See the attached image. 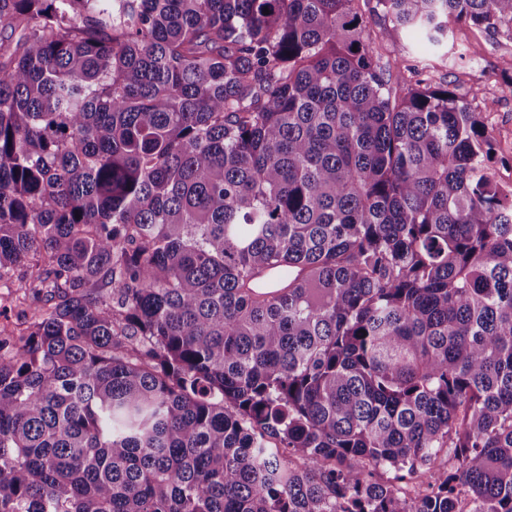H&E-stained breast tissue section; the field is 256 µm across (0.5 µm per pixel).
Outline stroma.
I'll use <instances>...</instances> for the list:
<instances>
[{
  "instance_id": "stroma-1",
  "label": "stroma",
  "mask_w": 512,
  "mask_h": 512,
  "mask_svg": "<svg viewBox=\"0 0 512 512\" xmlns=\"http://www.w3.org/2000/svg\"><path fill=\"white\" fill-rule=\"evenodd\" d=\"M448 40V46L435 54L420 33H401L385 39V53L391 58L433 57L436 81L451 83L463 94L478 90L471 107L487 114L496 148L492 172L503 178L512 173V94L502 87V76L512 67V41L466 25L454 26Z\"/></svg>"
}]
</instances>
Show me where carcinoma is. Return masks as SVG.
I'll return each instance as SVG.
<instances>
[{"label":"carcinoma","instance_id":"obj_1","mask_svg":"<svg viewBox=\"0 0 512 512\" xmlns=\"http://www.w3.org/2000/svg\"><path fill=\"white\" fill-rule=\"evenodd\" d=\"M0 22V512H512V190L382 45L512 0ZM20 308H13L4 316L0 317V334L8 337L16 347H19L21 339L26 334V320L17 315ZM0 335V336H1Z\"/></svg>","mask_w":512,"mask_h":512}]
</instances>
